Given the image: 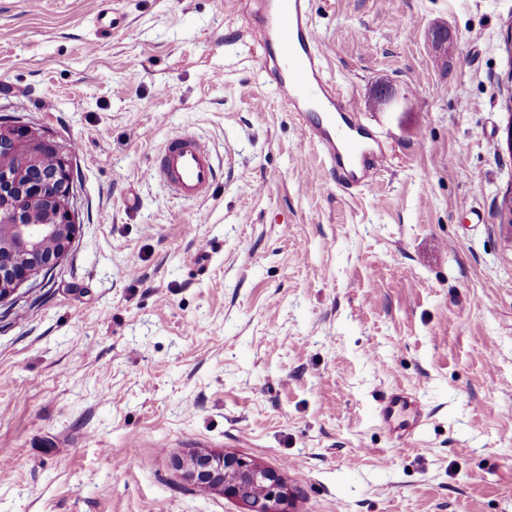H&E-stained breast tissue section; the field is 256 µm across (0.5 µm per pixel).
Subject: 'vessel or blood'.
<instances>
[{
	"label": "vessel or blood",
	"mask_w": 512,
	"mask_h": 512,
	"mask_svg": "<svg viewBox=\"0 0 512 512\" xmlns=\"http://www.w3.org/2000/svg\"><path fill=\"white\" fill-rule=\"evenodd\" d=\"M251 15L261 38L277 45L269 72L329 173L348 177L353 187L371 184L374 162L383 154L380 140L366 134L345 94L325 77L309 0H254ZM148 175L166 185L176 200L194 202L214 186L218 167L210 146L194 135L181 134L154 154ZM378 418L390 434L407 438L420 427L423 411L409 394L394 390L381 401Z\"/></svg>",
	"instance_id": "vessel-or-blood-1"
}]
</instances>
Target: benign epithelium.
I'll use <instances>...</instances> for the list:
<instances>
[{"label":"benign epithelium","instance_id":"7a95c632","mask_svg":"<svg viewBox=\"0 0 512 512\" xmlns=\"http://www.w3.org/2000/svg\"><path fill=\"white\" fill-rule=\"evenodd\" d=\"M375 103L395 109L400 101L389 85ZM53 152L59 164L42 165ZM74 175L66 151L50 136L19 119H0V302L51 271L68 250L75 228ZM176 467L194 483L224 490L254 512H287L288 489L271 468L228 454H194Z\"/></svg>","mask_w":512,"mask_h":512}]
</instances>
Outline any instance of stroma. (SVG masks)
Segmentation results:
<instances>
[{
  "mask_svg": "<svg viewBox=\"0 0 512 512\" xmlns=\"http://www.w3.org/2000/svg\"><path fill=\"white\" fill-rule=\"evenodd\" d=\"M0 0V115L70 149L76 230L0 303V512H248L175 467L277 469L288 512H512V0H310L384 144L336 186L225 0ZM448 31V55L428 38ZM405 112L374 108L377 86ZM190 132L222 176L146 171ZM425 412L390 436L391 390ZM218 170L210 146L194 135L181 134L167 140L154 154L147 173L166 185L176 200L194 202L211 190Z\"/></svg>",
  "mask_w": 512,
  "mask_h": 512,
  "instance_id": "obj_1",
  "label": "stroma"
}]
</instances>
